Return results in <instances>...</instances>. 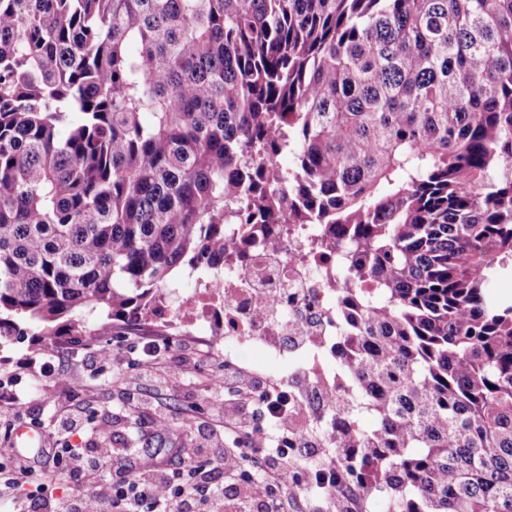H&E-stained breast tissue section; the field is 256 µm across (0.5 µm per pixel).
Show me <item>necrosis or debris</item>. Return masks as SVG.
Returning <instances> with one entry per match:
<instances>
[{"label":"necrosis or debris","mask_w":512,"mask_h":512,"mask_svg":"<svg viewBox=\"0 0 512 512\" xmlns=\"http://www.w3.org/2000/svg\"><path fill=\"white\" fill-rule=\"evenodd\" d=\"M313 239L309 224L277 225L247 250L237 238H227L223 268L199 269L188 283L167 289L131 326L204 323L225 347L254 344L278 362L284 355L272 338L303 326L309 335L326 337L329 356L303 358L302 366L335 382L336 254L312 251Z\"/></svg>","instance_id":"4bbe7bcc"}]
</instances>
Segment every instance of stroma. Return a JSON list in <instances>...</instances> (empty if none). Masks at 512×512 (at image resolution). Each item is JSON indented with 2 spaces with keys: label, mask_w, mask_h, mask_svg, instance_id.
<instances>
[{
  "label": "stroma",
  "mask_w": 512,
  "mask_h": 512,
  "mask_svg": "<svg viewBox=\"0 0 512 512\" xmlns=\"http://www.w3.org/2000/svg\"><path fill=\"white\" fill-rule=\"evenodd\" d=\"M174 339L201 348L203 355L196 368L205 374H215L227 360L249 368L254 365L252 352L241 347L232 354H225L218 337L198 326L183 329ZM32 345V339L25 338L7 351L5 361L0 362V388L24 398L37 386L48 392L58 376L70 378L72 387L67 396L57 400L47 396L39 403L25 405L19 415L1 419L0 447H11L18 439V428L24 426L46 437V448L29 449V456L45 457L47 448L56 445L50 436L52 423L58 415L68 412L90 423L99 447L130 449L127 459L130 470L140 466L136 454L140 448L160 453L166 460L194 454L199 440L186 426L185 418L192 414L199 420H206L210 394L183 375L168 374L166 383L158 387L139 379L144 354L134 332L106 325L104 319L95 314L86 317L72 335L48 341L54 364V373L50 376L34 377L17 370L18 359L27 354ZM100 345L124 351L128 365L123 382H113L112 371L108 368L89 374L92 351ZM136 391L148 397L149 406L141 407L132 402L131 395ZM157 409L166 411L170 417L169 429L161 437L155 435L151 422L152 413Z\"/></svg>",
  "instance_id": "stroma-1"
}]
</instances>
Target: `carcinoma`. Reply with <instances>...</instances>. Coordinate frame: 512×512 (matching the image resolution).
I'll return each instance as SVG.
<instances>
[{"label":"carcinoma","instance_id":"obj_1","mask_svg":"<svg viewBox=\"0 0 512 512\" xmlns=\"http://www.w3.org/2000/svg\"><path fill=\"white\" fill-rule=\"evenodd\" d=\"M257 224L336 242L345 359L256 512H512V0H0V348Z\"/></svg>","mask_w":512,"mask_h":512}]
</instances>
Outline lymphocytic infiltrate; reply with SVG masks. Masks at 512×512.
<instances>
[{
  "mask_svg": "<svg viewBox=\"0 0 512 512\" xmlns=\"http://www.w3.org/2000/svg\"><path fill=\"white\" fill-rule=\"evenodd\" d=\"M214 396L210 405L212 421L220 423L223 434L202 429L195 416H187L189 428L198 429L207 458L170 468L152 461L129 472L123 452L102 448H75L70 438L86 429L74 415L57 418L52 431L65 438L55 449L51 466L37 465L34 458L0 448V494L25 492L18 502L26 512H225L226 484L237 479L235 459L225 457L224 437L248 430L246 445H271L268 427H288V396L281 385L257 384L252 371L225 363L222 381H209ZM233 389L235 403L223 398ZM76 486L71 495L59 494V475Z\"/></svg>",
  "mask_w": 512,
  "mask_h": 512,
  "instance_id": "f902f5d3",
  "label": "lymphocytic infiltrate"
}]
</instances>
